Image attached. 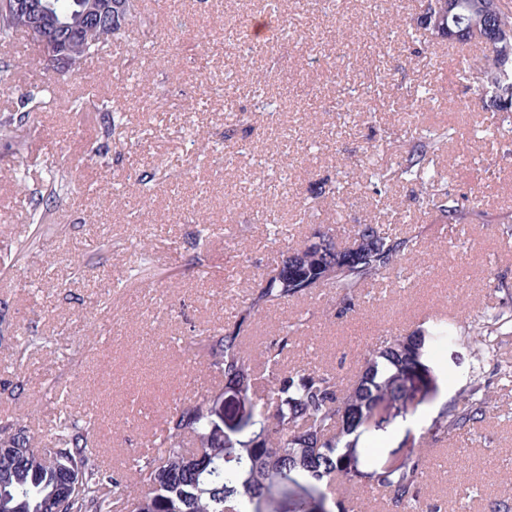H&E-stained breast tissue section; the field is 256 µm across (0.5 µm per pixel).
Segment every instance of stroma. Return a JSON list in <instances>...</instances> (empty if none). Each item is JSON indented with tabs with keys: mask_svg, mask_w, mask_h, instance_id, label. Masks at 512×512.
<instances>
[{
	"mask_svg": "<svg viewBox=\"0 0 512 512\" xmlns=\"http://www.w3.org/2000/svg\"><path fill=\"white\" fill-rule=\"evenodd\" d=\"M380 0H281V32L249 31L230 43L224 23L266 17L263 0H141L142 24L107 43L76 70H33L38 50L27 37L0 45L11 89L0 90V116L33 86L51 89L31 119L22 151L0 143V423L48 434L59 411L98 428L99 461L120 471L146 450L175 405L213 399L221 377L204 366L198 344L224 327L255 280L314 229L332 228L339 242L354 224L378 221L415 236L419 251L393 282L363 292L358 313L340 318L336 298L316 288L288 306L257 315L251 348L279 322L308 315L286 367L340 369L352 378L361 353L390 334L419 346L415 393L406 405L384 401L346 450L353 475L335 498L347 512H386L377 472L423 451L422 507L440 512L512 508V325L488 340L475 325L512 307V137L497 132L502 115L481 101V83H449L451 44L413 41V0H397L404 27H390ZM263 73L266 97H234L249 118V154L226 159L224 74L242 61ZM375 86L365 111L347 110L352 90ZM436 99L411 120L404 105L419 87ZM105 96L124 111L110 138L102 115L74 118L70 97ZM447 128L435 159L449 195L480 200L472 223L447 226L424 213L415 183L399 179L375 193L373 164L396 160L416 130ZM100 157L88 152L100 143ZM64 171L74 196L52 204L44 223L30 218L28 188ZM344 188V207L317 201L323 186ZM278 202L283 228L271 239L261 219ZM146 243L155 269L127 270ZM447 317L452 340H437L432 316ZM38 346L17 361L16 349ZM497 408L432 443L444 406L474 385ZM141 408L131 417L127 401Z\"/></svg>",
	"mask_w": 512,
	"mask_h": 512,
	"instance_id": "35a3bbf8",
	"label": "stroma"
}]
</instances>
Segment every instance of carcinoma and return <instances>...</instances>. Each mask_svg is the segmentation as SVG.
Segmentation results:
<instances>
[{"instance_id": "1", "label": "carcinoma", "mask_w": 512, "mask_h": 512, "mask_svg": "<svg viewBox=\"0 0 512 512\" xmlns=\"http://www.w3.org/2000/svg\"><path fill=\"white\" fill-rule=\"evenodd\" d=\"M51 2L64 22L76 24L91 0ZM138 2L113 0L114 14L122 17L126 30L137 22ZM417 2V27L424 36L439 38L448 29V0ZM456 2L462 5L457 23L465 40L478 38L484 44L482 54L469 60L468 73L482 76V89L495 97L498 111L512 112V72L501 71L503 59H512V8L504 0H482L478 9L468 7L471 0ZM24 26L22 17L1 12L0 43L12 41ZM72 48L84 61L103 44L86 32ZM237 82L259 96L265 94V77L244 65L237 81L224 79L225 101H231ZM44 104L35 93L22 97L14 112L0 120V141H14L17 128ZM89 109L105 113L104 137H109L120 121L118 111L104 100L77 97L70 102L72 112ZM447 139L445 131L427 130L409 139L396 168L371 174L376 192L394 177H404L418 184L420 206L438 212L450 224L468 223L479 207L477 197L462 202L448 199V191L435 185L429 170ZM47 189L36 206L74 192L61 171L49 177ZM351 233L348 246L328 233L320 244L307 240L287 251L255 281L233 323L201 340L206 368L224 378L225 389L243 393L259 411L257 426L246 439L225 441L224 426L210 419L203 399L177 405L154 435L153 451L132 458L127 471L112 473L96 464L99 448L90 421L81 423L61 412L47 440L24 426L6 423L0 425V512H252V502L264 497L275 478L300 479L322 501L323 487L351 480L341 449L350 446L357 432L356 415L373 411L385 399L404 405L414 392L418 362L410 337L397 334L367 350L358 360L356 378L347 383L326 368L283 366L284 350L304 333L301 319L281 324L255 352L243 347L256 315L319 286L336 295L337 315L357 312L362 288L398 275L407 257L418 251L415 238L393 234L381 224H356ZM350 254L359 255L360 263L343 262ZM493 412L490 396L475 385L462 404L450 406L438 417L433 439L444 441ZM65 469L77 476V484L63 496L59 482ZM424 476L425 460L419 453L398 469L376 474L378 487L388 493L389 512H417Z\"/></svg>"}]
</instances>
